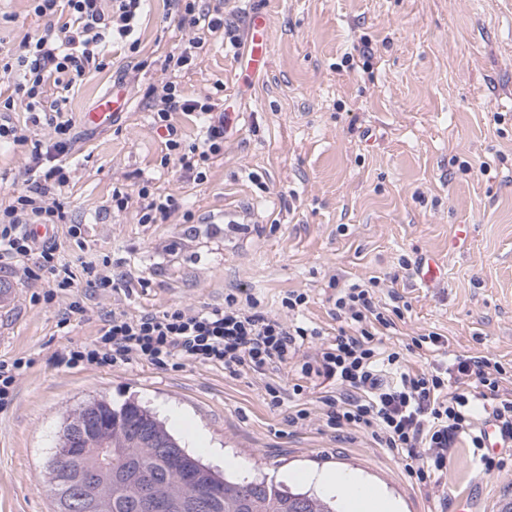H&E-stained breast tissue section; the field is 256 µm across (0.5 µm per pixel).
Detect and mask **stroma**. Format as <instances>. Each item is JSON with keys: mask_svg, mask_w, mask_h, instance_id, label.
<instances>
[{"mask_svg": "<svg viewBox=\"0 0 512 512\" xmlns=\"http://www.w3.org/2000/svg\"><path fill=\"white\" fill-rule=\"evenodd\" d=\"M257 10L272 57L252 77L240 58ZM1 14L0 52L44 30L26 0H0ZM182 35L163 0H152L138 52L111 48L105 69L69 94L77 141L58 194L67 221L53 245L80 282L86 315L60 329L43 283L0 262V286L13 291L0 307V359L33 361L0 410V512H54L48 463L59 435L75 410L101 398L138 401L164 421L179 410L186 425L171 432L181 446L194 451L190 433L199 430L242 460L232 470L241 479L284 484L290 472L336 466L379 486L397 512H455L463 502L498 512L512 499L510 449L500 451L503 469L487 471L458 448L421 487L367 432L321 427L319 389L303 396L309 423L294 426L288 406L268 404L269 380L246 370L57 360L112 312L217 305L234 288L272 315L289 291L307 293L304 315L329 339L340 326L332 280L375 276L380 305L400 311V342L433 331L448 356L512 364V0H224L223 31L208 36L196 65L172 73L230 117L224 154L200 183L161 165L165 137L143 108ZM363 50V67L345 66ZM115 86L127 113L105 127L85 124ZM28 168L23 147L0 146V204L25 186ZM146 179L179 201L166 223L137 221ZM116 186L130 194L120 214ZM429 258L441 277L423 285L415 271ZM106 267L120 289L97 287L93 272Z\"/></svg>", "mask_w": 512, "mask_h": 512, "instance_id": "35a3bbf8", "label": "stroma"}]
</instances>
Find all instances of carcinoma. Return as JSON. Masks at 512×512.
Masks as SVG:
<instances>
[{
    "label": "carcinoma",
    "instance_id": "obj_1",
    "mask_svg": "<svg viewBox=\"0 0 512 512\" xmlns=\"http://www.w3.org/2000/svg\"><path fill=\"white\" fill-rule=\"evenodd\" d=\"M102 415L112 419V479L105 483L110 512H141L138 495L146 480L155 482L160 495L184 502L206 493L212 500L210 512H342L332 498L294 491L264 478L240 483L212 471L203 473L197 468L201 460L191 453L181 459V471L171 470L165 452L153 443L174 435L158 417H145L136 401L111 402ZM90 458L74 452L52 474L55 512H68V502L77 493L73 476Z\"/></svg>",
    "mask_w": 512,
    "mask_h": 512
}]
</instances>
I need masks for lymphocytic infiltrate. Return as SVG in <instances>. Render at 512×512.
I'll return each mask as SVG.
<instances>
[{"instance_id": "1", "label": "lymphocytic infiltrate", "mask_w": 512, "mask_h": 512, "mask_svg": "<svg viewBox=\"0 0 512 512\" xmlns=\"http://www.w3.org/2000/svg\"><path fill=\"white\" fill-rule=\"evenodd\" d=\"M102 2L29 0L35 16L56 22V34L23 37L19 52L0 54V76L15 82L13 96L0 103V144L28 147L32 162L28 186L14 191L10 203L0 208V260L22 263L28 279L46 281L47 299L64 296L58 321L62 329L73 316L87 312L83 302L71 297L77 277L59 264L54 247L37 244L28 228L64 223V207L51 193L71 179L65 158L75 143V122L59 102H47V84L72 90L104 69L108 45L122 42L130 50L139 48L136 33L147 0H110L107 9ZM198 3L165 0L189 32L180 52L165 58L174 67L193 65L204 46V33L224 27L223 0L204 9ZM145 100L154 126L167 132L162 164L176 163L185 177L203 181L224 150L223 113L217 112L210 97L187 95L168 79L149 87ZM18 109L27 114L21 125L12 118ZM177 113L203 123L205 138L183 146L172 122ZM33 254L39 257L37 267L25 266ZM379 284V278L372 277L337 289L333 306L341 326L334 339L322 342L311 354L303 347L319 330L299 317L307 294L292 291L282 300L288 312L284 318L268 315L257 300L233 293L220 306L119 313L90 341L72 346L62 361L68 366L173 361L259 373L287 368L299 378L293 395H302L309 382L329 385L322 397L327 427L367 431L377 447L404 461L418 485H430L432 477L446 469L463 438L480 452L485 468L496 467L495 458L483 452L474 398L495 397L492 416L501 435L511 439L512 394L504 392L503 384L512 380V370L485 357L441 360L425 370H410L404 354L384 341L396 323L375 300Z\"/></svg>"}]
</instances>
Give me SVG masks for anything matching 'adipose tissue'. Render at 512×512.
<instances>
[{
	"label": "adipose tissue",
	"instance_id": "ef3b65f1",
	"mask_svg": "<svg viewBox=\"0 0 512 512\" xmlns=\"http://www.w3.org/2000/svg\"><path fill=\"white\" fill-rule=\"evenodd\" d=\"M301 478L322 494L344 493L352 504V512H394L393 502L382 490L352 471L330 467L303 472Z\"/></svg>",
	"mask_w": 512,
	"mask_h": 512
}]
</instances>
